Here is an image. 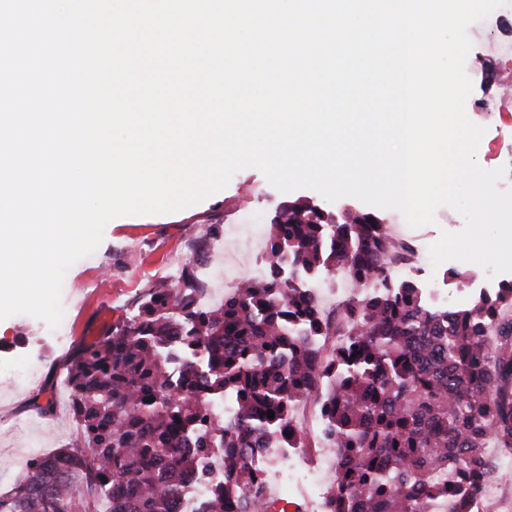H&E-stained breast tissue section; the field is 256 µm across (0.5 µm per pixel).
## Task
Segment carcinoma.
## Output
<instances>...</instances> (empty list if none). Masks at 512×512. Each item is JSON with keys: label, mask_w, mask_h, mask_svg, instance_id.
<instances>
[{"label": "carcinoma", "mask_w": 512, "mask_h": 512, "mask_svg": "<svg viewBox=\"0 0 512 512\" xmlns=\"http://www.w3.org/2000/svg\"><path fill=\"white\" fill-rule=\"evenodd\" d=\"M214 233L177 280L148 285L122 327L81 348L69 387L83 446L31 460L0 512H175L184 476L214 443L224 484L210 512H271L248 464L264 446L336 453L325 512H448L484 489L487 449L512 451V280L433 307L415 281L394 282L386 257L398 244L379 217L358 210L338 223L297 199L270 220L265 273L207 311L194 262ZM285 265L352 278L339 321ZM330 335L327 349L309 341ZM174 336L209 358L177 385L164 356ZM216 399L230 402L222 416ZM308 403L316 436L295 418Z\"/></svg>", "instance_id": "cac0c4a2"}]
</instances>
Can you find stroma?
<instances>
[{
  "instance_id": "obj_1",
  "label": "stroma",
  "mask_w": 512,
  "mask_h": 512,
  "mask_svg": "<svg viewBox=\"0 0 512 512\" xmlns=\"http://www.w3.org/2000/svg\"><path fill=\"white\" fill-rule=\"evenodd\" d=\"M473 47L468 55L473 67L468 76L473 90L466 113L484 127L477 154L486 169H512V112L495 111L499 77L512 73V61L497 57L494 41L512 37V12L499 8L468 30ZM494 70L496 82L485 80ZM302 199L332 215L344 208L360 210L363 202L353 197L325 200L318 192L301 188L284 194L273 187L261 171L237 172L222 191L184 210L168 214L122 216L106 225L104 240L90 256L66 272L62 304L70 315L66 341H57L42 320L14 315L0 321V362L21 360L28 369V383L21 386L0 376V493L10 490L18 464L35 453L51 454L77 442L80 430L72 411L69 388L59 387L80 347L99 340L133 315L139 295L153 282H168L191 255L202 228L215 225L224 240L221 252L211 254L214 270L235 268L246 279L263 273L265 265L245 251L252 228H266L281 202ZM394 236L429 252L441 231H460L464 221L451 207L437 212V222L421 228L408 227L402 214L379 210ZM28 339L25 348H14V337Z\"/></svg>"
}]
</instances>
